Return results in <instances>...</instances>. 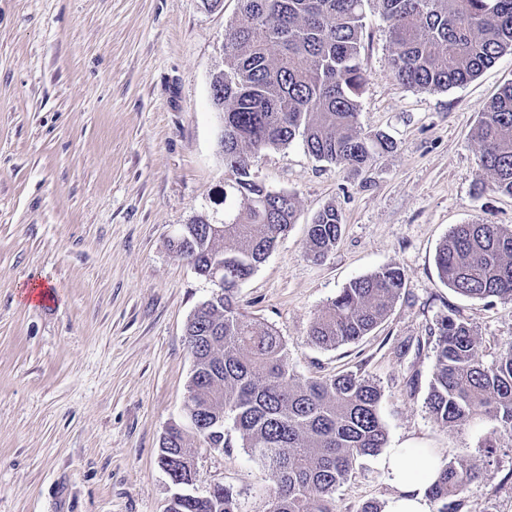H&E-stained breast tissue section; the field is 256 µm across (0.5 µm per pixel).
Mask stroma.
<instances>
[{
  "label": "stroma",
  "mask_w": 512,
  "mask_h": 512,
  "mask_svg": "<svg viewBox=\"0 0 512 512\" xmlns=\"http://www.w3.org/2000/svg\"><path fill=\"white\" fill-rule=\"evenodd\" d=\"M239 0H0V512H164L174 488L158 463L183 421L193 358L187 322L217 287L171 242L201 214L222 216V113L212 77ZM367 80L358 123L394 147L354 172L314 159L301 141L251 158L255 179L298 197V213L243 282L247 313L287 345L301 378L360 371L382 390L388 445L474 452L496 425L442 429L425 398L446 307L479 332L484 358L512 341V303L462 297L438 278L450 229L512 225V196L479 190L473 139L484 107L512 80L504 53L448 91L403 86L378 0L366 6ZM341 213L335 249L306 252L326 205ZM405 274L387 318L335 349L310 343L317 312L351 280L385 265ZM49 290L30 300L31 288ZM230 448L195 439L203 496L233 488L262 512L269 469L229 432ZM380 457L360 460L336 512L384 501ZM461 512H512V446L498 448Z\"/></svg>",
  "instance_id": "obj_1"
}]
</instances>
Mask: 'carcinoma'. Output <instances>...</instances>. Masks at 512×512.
<instances>
[{"mask_svg": "<svg viewBox=\"0 0 512 512\" xmlns=\"http://www.w3.org/2000/svg\"><path fill=\"white\" fill-rule=\"evenodd\" d=\"M369 0H240L224 33V69L212 80L224 113L223 218L200 215L173 241L176 251L208 278L224 265V297L203 302L186 326L193 357L188 384L191 424L173 423L162 437L159 463L173 480L196 482L191 435L228 448L226 419L242 447L268 467L274 483L264 512H336V490L356 462L381 453L387 429L381 387L348 371L300 380L287 347L272 328L239 308L237 291L295 223L296 195L256 181L250 157L301 138L317 160L353 171L394 147L383 133L358 126L366 81L362 59ZM392 44L389 66L404 84L447 90L480 75L512 51V0H378ZM480 188L512 196V82L481 112L474 130ZM342 216L325 206L308 229L307 254L331 253ZM438 278L455 293L490 304L512 302V228L457 224L435 256ZM405 287L396 266L350 281L314 316L310 342L335 349L381 323ZM459 310L437 321L432 380L425 399L440 427L465 430L476 418L497 423L475 453L441 465L426 497L436 512H460L462 497L484 464L512 440V344L491 361ZM166 512H239L237 494L217 488L204 497L171 499Z\"/></svg>", "mask_w": 512, "mask_h": 512, "instance_id": "obj_1", "label": "carcinoma"}]
</instances>
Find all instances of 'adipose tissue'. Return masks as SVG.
<instances>
[{"instance_id":"1","label":"adipose tissue","mask_w":512,"mask_h":512,"mask_svg":"<svg viewBox=\"0 0 512 512\" xmlns=\"http://www.w3.org/2000/svg\"><path fill=\"white\" fill-rule=\"evenodd\" d=\"M440 459L430 448H390L381 473L391 492L385 512H430L426 488L437 478Z\"/></svg>"}]
</instances>
